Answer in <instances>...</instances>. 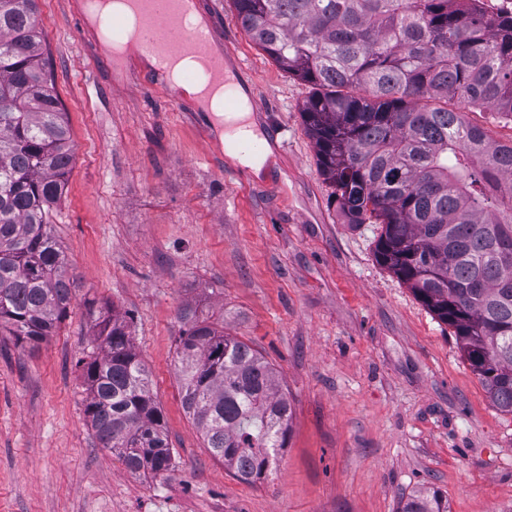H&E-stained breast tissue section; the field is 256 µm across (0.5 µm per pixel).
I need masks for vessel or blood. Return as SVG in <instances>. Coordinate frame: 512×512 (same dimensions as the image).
I'll return each instance as SVG.
<instances>
[{
    "label": "vessel or blood",
    "instance_id": "obj_1",
    "mask_svg": "<svg viewBox=\"0 0 512 512\" xmlns=\"http://www.w3.org/2000/svg\"><path fill=\"white\" fill-rule=\"evenodd\" d=\"M182 0H130L129 14H117L112 19V35H122L127 26L128 15L138 18L142 36L138 55L144 60L175 58L183 55L192 57L202 70L207 71L210 83L224 90V109L237 111L240 98H247L251 105V118L257 123L267 121L264 106L260 105L253 89H242V63L232 50H225L223 58H215L213 49L222 44V28L214 14H207V25L197 31L189 28L181 12ZM70 13L84 37L89 41L88 60L100 64L104 52L98 38L93 34L89 22L78 0H70ZM166 88L168 100L175 110H182L184 101L179 86L168 83L157 71L151 70L143 84L146 91L156 87Z\"/></svg>",
    "mask_w": 512,
    "mask_h": 512
}]
</instances>
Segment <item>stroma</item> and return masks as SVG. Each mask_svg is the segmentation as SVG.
Returning <instances> with one entry per match:
<instances>
[{"label": "stroma", "instance_id": "35a3bbf8", "mask_svg": "<svg viewBox=\"0 0 512 512\" xmlns=\"http://www.w3.org/2000/svg\"><path fill=\"white\" fill-rule=\"evenodd\" d=\"M38 7L74 145L52 231L76 289L38 346L0 335V512H397L425 489L448 512H512V414L452 328L378 263L379 226L343 222L303 122L313 86L215 0L283 149L244 185L162 91L143 96V64L91 70L64 0ZM92 304L126 319L149 370L175 451L166 476L130 471L85 417ZM187 304L258 350L292 404L280 463L257 482L212 457L182 408Z\"/></svg>", "mask_w": 512, "mask_h": 512}]
</instances>
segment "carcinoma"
<instances>
[{"instance_id": "1", "label": "carcinoma", "mask_w": 512, "mask_h": 512, "mask_svg": "<svg viewBox=\"0 0 512 512\" xmlns=\"http://www.w3.org/2000/svg\"><path fill=\"white\" fill-rule=\"evenodd\" d=\"M233 4L251 40L316 88L304 123L345 223L381 226L377 261L454 329L512 414V142L465 119L489 108L512 123V20L494 30L459 0ZM72 160L37 0H0V331L19 344L68 316L75 279L50 226ZM179 319L186 413L236 478H263L292 419L273 368L195 309ZM94 321L96 351L80 360L87 420L127 468L163 476L172 448L129 326L102 308ZM399 512H448V501L424 490Z\"/></svg>"}]
</instances>
